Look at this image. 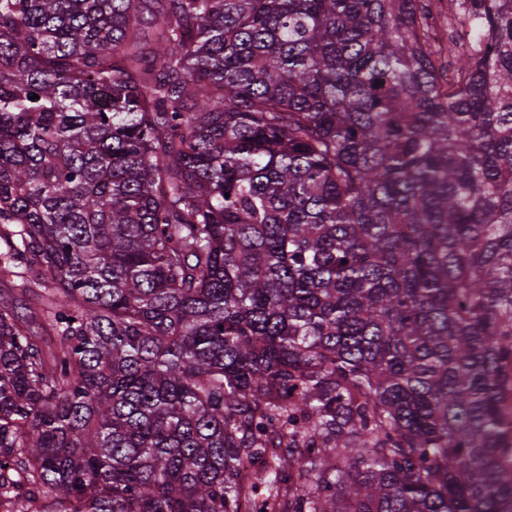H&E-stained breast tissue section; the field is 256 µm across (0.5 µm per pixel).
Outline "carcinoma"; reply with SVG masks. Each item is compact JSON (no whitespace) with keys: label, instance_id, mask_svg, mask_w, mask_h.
I'll return each mask as SVG.
<instances>
[{"label":"carcinoma","instance_id":"obj_1","mask_svg":"<svg viewBox=\"0 0 512 512\" xmlns=\"http://www.w3.org/2000/svg\"><path fill=\"white\" fill-rule=\"evenodd\" d=\"M451 2L0 0L9 512H512V0Z\"/></svg>","mask_w":512,"mask_h":512}]
</instances>
